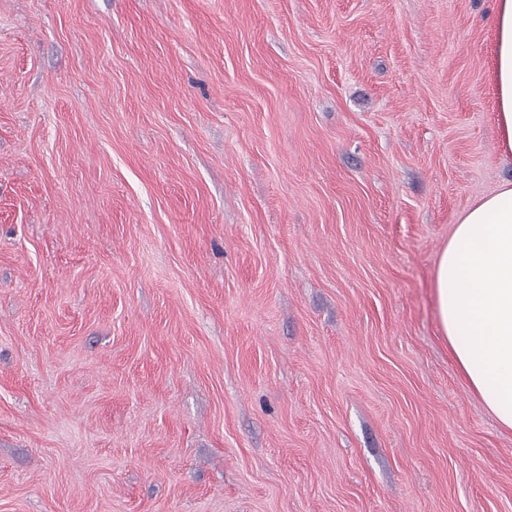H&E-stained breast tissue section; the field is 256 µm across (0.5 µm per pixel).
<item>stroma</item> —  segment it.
Returning <instances> with one entry per match:
<instances>
[{
	"instance_id": "stroma-1",
	"label": "stroma",
	"mask_w": 512,
	"mask_h": 512,
	"mask_svg": "<svg viewBox=\"0 0 512 512\" xmlns=\"http://www.w3.org/2000/svg\"><path fill=\"white\" fill-rule=\"evenodd\" d=\"M494 7L0 0V512H512L434 290Z\"/></svg>"
}]
</instances>
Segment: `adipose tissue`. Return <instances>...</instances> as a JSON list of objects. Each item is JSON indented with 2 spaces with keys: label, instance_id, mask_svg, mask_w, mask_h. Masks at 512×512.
<instances>
[{
  "label": "adipose tissue",
  "instance_id": "1",
  "mask_svg": "<svg viewBox=\"0 0 512 512\" xmlns=\"http://www.w3.org/2000/svg\"><path fill=\"white\" fill-rule=\"evenodd\" d=\"M492 78L496 123L512 154V0H495ZM438 317L464 377L512 429V181L469 207L441 251Z\"/></svg>",
  "mask_w": 512,
  "mask_h": 512
}]
</instances>
